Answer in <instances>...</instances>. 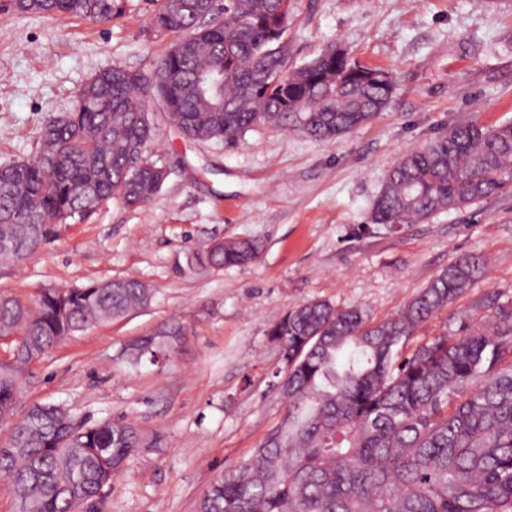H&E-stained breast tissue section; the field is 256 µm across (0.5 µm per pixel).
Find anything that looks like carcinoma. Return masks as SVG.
Here are the masks:
<instances>
[{
    "label": "carcinoma",
    "mask_w": 512,
    "mask_h": 512,
    "mask_svg": "<svg viewBox=\"0 0 512 512\" xmlns=\"http://www.w3.org/2000/svg\"><path fill=\"white\" fill-rule=\"evenodd\" d=\"M126 0H8L20 15L64 14L110 23ZM148 31L172 41L152 70L120 65L91 78L76 104L40 129L31 159L0 165V259L25 261L71 220L116 199L138 208L162 189L148 147L157 126L146 103L164 106L183 138L235 142L258 123L319 141L341 137L385 111L393 72L362 65L327 46L294 64L288 27L295 0H156ZM224 82L199 85L203 73ZM512 188V123L475 120L448 128L398 157L372 205L374 224H411ZM230 239L197 254L212 267L242 266L259 254ZM460 259L399 315L369 321L360 307L312 300L269 330L284 365L281 421L234 473L213 483L196 512H512V311L497 308L456 337L410 355L401 349L474 279ZM135 279L42 289L28 303L0 297V331L21 337L0 369V475L29 512H105L112 472L145 442L128 421L86 427L67 409L38 404L16 420L29 362L60 340L148 306ZM183 327L167 322L124 348L138 363L176 353Z\"/></svg>",
    "instance_id": "obj_1"
}]
</instances>
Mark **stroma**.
Segmentation results:
<instances>
[{"label": "stroma", "instance_id": "35a3bbf8", "mask_svg": "<svg viewBox=\"0 0 512 512\" xmlns=\"http://www.w3.org/2000/svg\"><path fill=\"white\" fill-rule=\"evenodd\" d=\"M150 0H127L109 24L0 9V164L29 159L51 116L81 87L121 65L150 69L169 44L148 34ZM296 64L328 44L393 71L389 107L332 141L256 125L237 142L189 141L149 103L151 152L170 175L148 204L112 201L64 224L23 263L0 261V295L135 278L148 307L68 337L31 363L20 409L53 403L92 426L126 419L158 445L132 456L106 490V512H195L216 479L233 473L285 411L284 365L270 327L292 307L325 300L396 316L458 259L482 261L468 288L405 346L458 336L512 309V190L416 224H374L372 201L391 164L448 127L512 122V0H296L288 29ZM257 240L252 263L199 265L196 251ZM179 351L127 363L123 345L168 321Z\"/></svg>", "mask_w": 512, "mask_h": 512}]
</instances>
